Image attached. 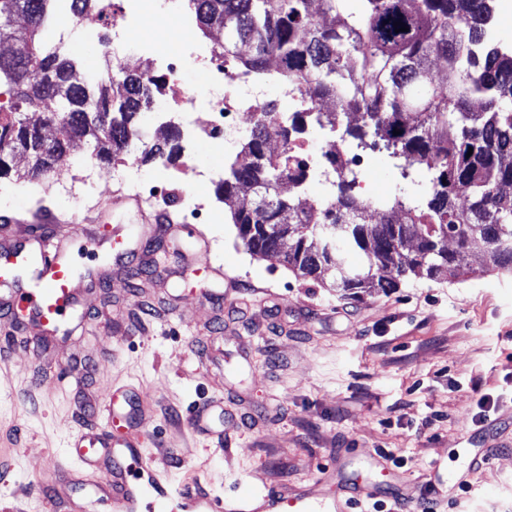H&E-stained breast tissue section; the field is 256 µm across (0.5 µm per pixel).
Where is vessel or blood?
<instances>
[{
  "label": "vessel or blood",
  "mask_w": 512,
  "mask_h": 512,
  "mask_svg": "<svg viewBox=\"0 0 512 512\" xmlns=\"http://www.w3.org/2000/svg\"><path fill=\"white\" fill-rule=\"evenodd\" d=\"M75 275L66 249L41 234L0 250V315L28 333L32 351H40L76 310ZM86 406L101 414L108 426L74 436V460L55 478L44 500L45 512H85L77 492L86 488L112 512H168L173 506L181 512H353L355 507V497L319 499L307 489L250 487L228 498L174 483L142 447L135 425L144 409L142 401L118 398L107 386Z\"/></svg>",
  "instance_id": "obj_1"
}]
</instances>
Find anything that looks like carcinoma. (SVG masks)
<instances>
[{"label": "carcinoma", "mask_w": 512, "mask_h": 512, "mask_svg": "<svg viewBox=\"0 0 512 512\" xmlns=\"http://www.w3.org/2000/svg\"><path fill=\"white\" fill-rule=\"evenodd\" d=\"M193 2L202 33L224 30L222 54L246 45L243 65L277 66L312 106L336 100V110L310 108L292 124L312 117L361 150L385 151L405 179L424 172L411 194L363 200L359 173L329 156L334 203L306 207L279 189L285 179L302 186L306 164L267 148L275 135L288 140V129L257 123L219 185L248 252L305 277L330 271L343 292L390 291L412 276L455 278L470 270L473 255L488 269L512 271V207L500 206L497 192L512 185V46L490 38L495 0ZM46 7L47 0H0V42H18L0 54V82L21 103L0 125V178L10 176L16 153L41 144L42 123L66 137L32 163L34 175L66 157L76 138L94 142L91 159L100 162L138 151L147 160L179 155L176 132L161 143L139 136L137 118L158 88L137 73L87 82L69 56L46 46L39 23ZM18 13L29 22L20 36L10 24ZM396 22L409 31L395 32ZM50 100L53 111L29 112ZM248 184L255 201L236 204ZM350 252L361 253L364 265L350 266Z\"/></svg>", "instance_id": "cac0c4a2"}]
</instances>
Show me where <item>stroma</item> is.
<instances>
[{
  "mask_svg": "<svg viewBox=\"0 0 512 512\" xmlns=\"http://www.w3.org/2000/svg\"><path fill=\"white\" fill-rule=\"evenodd\" d=\"M90 151L74 142L63 165L36 179L16 159L0 180L15 221L0 234L25 237L46 209L59 219L55 237L76 223L98 239L116 228L140 237L143 213L166 209L185 222L188 192L203 218L185 222L183 253L141 252L136 276L113 269L89 286L86 270L112 261L102 247L80 253L84 331L50 340L43 355L0 319V512H42L69 439L91 420L80 400L108 382L147 395L144 450L176 482L196 476L227 496L253 485L322 493L331 474H351L389 510L388 490L364 468L374 455L401 490L418 497L432 486L438 512H512V272L486 271L477 255L459 278L348 295L331 278L246 251L216 183L172 180L138 209L122 201L112 164ZM363 157L366 197L402 187L385 154ZM91 169L99 195L83 207L62 189ZM208 398L224 412L223 435L187 425Z\"/></svg>",
  "mask_w": 512,
  "mask_h": 512,
  "instance_id": "stroma-1",
  "label": "stroma"
}]
</instances>
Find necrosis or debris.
<instances>
[{
    "instance_id": "necrosis-or-debris-1",
    "label": "necrosis or debris",
    "mask_w": 512,
    "mask_h": 512,
    "mask_svg": "<svg viewBox=\"0 0 512 512\" xmlns=\"http://www.w3.org/2000/svg\"><path fill=\"white\" fill-rule=\"evenodd\" d=\"M176 18L181 37L163 53L164 68L141 69L145 81L162 92L150 107L159 120L186 136L227 138L240 125L260 121L281 125L287 109L304 105L306 97L298 84L284 81L278 87L284 109L270 110L262 97L257 73L215 50L202 49L196 39V15L189 0H99L97 9L81 18L71 11V0H53L44 32L53 45L73 38L99 39L112 61L113 73L128 67V34L134 27H154L166 18ZM203 67L209 74L205 89L184 86L181 74L187 66Z\"/></svg>"
}]
</instances>
